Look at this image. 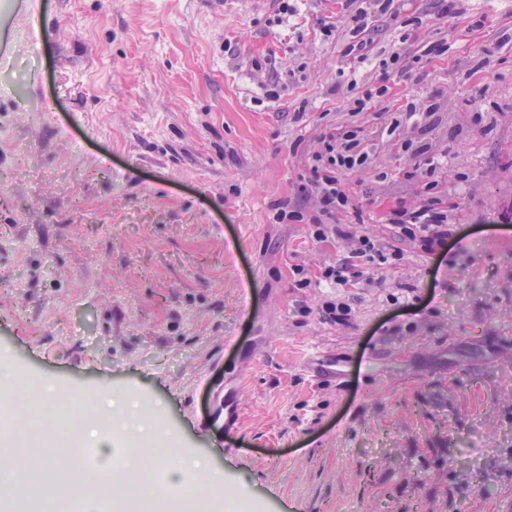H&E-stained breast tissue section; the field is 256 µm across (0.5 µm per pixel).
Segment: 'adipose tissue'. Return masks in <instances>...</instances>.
Masks as SVG:
<instances>
[{
	"label": "adipose tissue",
	"instance_id": "ef3b65f1",
	"mask_svg": "<svg viewBox=\"0 0 512 512\" xmlns=\"http://www.w3.org/2000/svg\"><path fill=\"white\" fill-rule=\"evenodd\" d=\"M155 405L131 394L106 396L97 420L84 418L79 401L54 413L46 431L34 416L25 431L0 433V512H215L224 497V479L216 470L188 481L178 449L157 437ZM100 440L99 462L78 467L72 462L84 441ZM166 470L168 484L159 488L154 474Z\"/></svg>",
	"mask_w": 512,
	"mask_h": 512
}]
</instances>
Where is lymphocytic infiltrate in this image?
Here are the masks:
<instances>
[{
	"instance_id": "lymphocytic-infiltrate-1",
	"label": "lymphocytic infiltrate",
	"mask_w": 512,
	"mask_h": 512,
	"mask_svg": "<svg viewBox=\"0 0 512 512\" xmlns=\"http://www.w3.org/2000/svg\"><path fill=\"white\" fill-rule=\"evenodd\" d=\"M403 6L404 0H367L366 7L358 9L351 17L349 40L341 50L342 57L359 64L369 62L372 45L370 19L387 14L399 15ZM422 64L421 57L408 61L397 52L379 59L376 82L359 86L352 98L354 111L371 109L378 98L387 94L391 76L411 75L421 70ZM442 99L441 90L434 88L429 91L426 104L410 102L398 113L399 121L413 125L421 132L411 151L414 160L411 175L421 185V200L412 206L400 203L390 209L387 215L388 237L365 235L356 240L353 255L368 265L395 264L402 257L398 247L402 241L419 242L425 253L436 254L457 240L453 211L439 208V200L433 194L437 187L434 175L441 168L445 151L430 139L429 133L433 128L431 118ZM320 142V149L312 155L313 178L306 189L320 206V215L313 218L311 229L313 238L318 241L331 232L347 235V225L335 221L338 213L345 212L353 218H360L362 210L346 188L344 177L349 171L366 166L369 161V154L356 132H329L321 136Z\"/></svg>"
}]
</instances>
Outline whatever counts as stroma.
I'll return each mask as SVG.
<instances>
[{
	"instance_id": "stroma-1",
	"label": "stroma",
	"mask_w": 512,
	"mask_h": 512,
	"mask_svg": "<svg viewBox=\"0 0 512 512\" xmlns=\"http://www.w3.org/2000/svg\"><path fill=\"white\" fill-rule=\"evenodd\" d=\"M357 0H0V361L37 390L152 400L175 447L240 497L218 512H512V0H406L372 52L446 53L393 109L441 89L448 252L300 288L419 199L405 151L336 85ZM332 32H325L324 24ZM54 117L46 119L43 107ZM356 127L350 237L279 222L319 138ZM347 303V321L322 316ZM239 406L240 432L209 412Z\"/></svg>"
}]
</instances>
